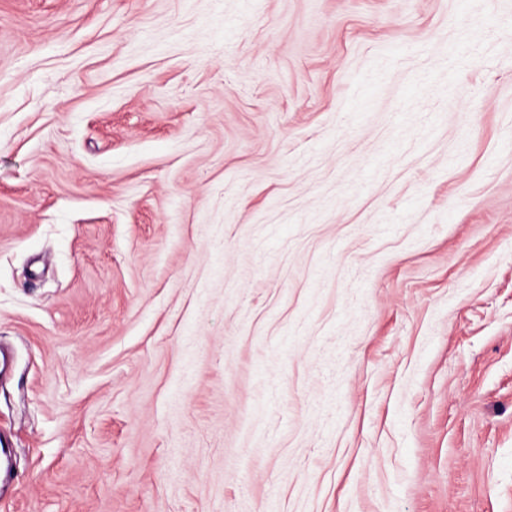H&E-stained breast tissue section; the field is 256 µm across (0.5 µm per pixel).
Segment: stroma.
<instances>
[{
  "label": "stroma",
  "instance_id": "35a3bbf8",
  "mask_svg": "<svg viewBox=\"0 0 512 512\" xmlns=\"http://www.w3.org/2000/svg\"><path fill=\"white\" fill-rule=\"evenodd\" d=\"M0 512H512V0H0Z\"/></svg>",
  "mask_w": 512,
  "mask_h": 512
}]
</instances>
